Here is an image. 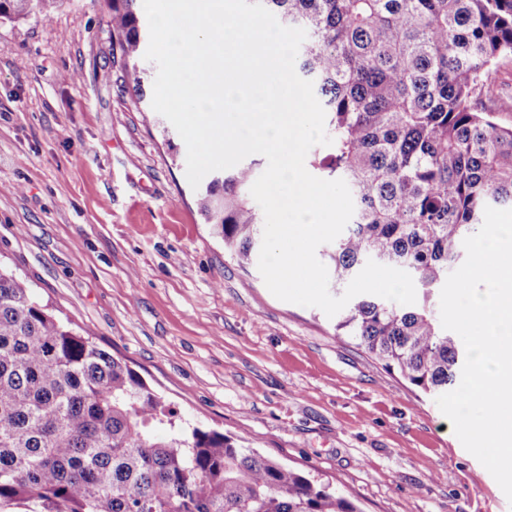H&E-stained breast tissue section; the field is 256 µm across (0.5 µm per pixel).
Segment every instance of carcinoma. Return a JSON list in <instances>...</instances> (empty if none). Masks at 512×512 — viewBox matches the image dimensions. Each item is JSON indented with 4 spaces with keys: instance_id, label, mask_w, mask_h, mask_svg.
I'll use <instances>...</instances> for the list:
<instances>
[{
    "instance_id": "1",
    "label": "carcinoma",
    "mask_w": 512,
    "mask_h": 512,
    "mask_svg": "<svg viewBox=\"0 0 512 512\" xmlns=\"http://www.w3.org/2000/svg\"><path fill=\"white\" fill-rule=\"evenodd\" d=\"M57 0H0V16ZM138 0H106L112 38L144 96ZM306 31L296 64L317 87L332 144L313 166L346 181L354 215L325 252L342 288L367 260L407 271L414 307L353 298L337 329L426 393H445L465 354L433 302L486 206L512 205V126L485 100L512 59V0H262ZM253 165L195 194L246 269L264 224ZM359 512L340 491L182 422L131 368L0 270V512Z\"/></svg>"
}]
</instances>
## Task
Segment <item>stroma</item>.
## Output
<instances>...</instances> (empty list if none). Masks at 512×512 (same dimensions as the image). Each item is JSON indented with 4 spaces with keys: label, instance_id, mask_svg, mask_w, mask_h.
Returning <instances> with one entry per match:
<instances>
[{
    "label": "stroma",
    "instance_id": "1",
    "mask_svg": "<svg viewBox=\"0 0 512 512\" xmlns=\"http://www.w3.org/2000/svg\"><path fill=\"white\" fill-rule=\"evenodd\" d=\"M186 154L127 83L105 0L0 17V267L183 421L360 512H512L433 396L225 251Z\"/></svg>",
    "mask_w": 512,
    "mask_h": 512
}]
</instances>
